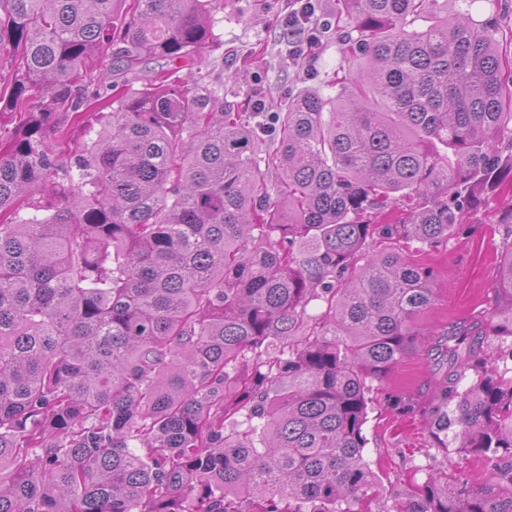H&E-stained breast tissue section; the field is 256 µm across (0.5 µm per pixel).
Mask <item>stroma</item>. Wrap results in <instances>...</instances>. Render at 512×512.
<instances>
[{
  "label": "stroma",
  "instance_id": "stroma-1",
  "mask_svg": "<svg viewBox=\"0 0 512 512\" xmlns=\"http://www.w3.org/2000/svg\"><path fill=\"white\" fill-rule=\"evenodd\" d=\"M318 4V15L329 29L308 58L293 60L282 28L288 0H224L223 11L214 16L212 38L202 52L208 63V88L220 92L225 104L238 112L251 111L257 100L266 111L276 112L304 91L336 96L340 78L359 66L358 61L344 58L355 33L337 23V0H318ZM439 8L444 15L467 11L474 20L491 23L501 33L512 32V0H439ZM480 198L447 246L417 255L419 263L437 274L439 300L428 315L431 324L446 326L463 317L485 319L500 301L497 269L506 227L498 219L512 207V184L481 191ZM429 370L424 351L416 350L397 365L385 387L423 398ZM365 432V453L374 472L366 512H391L393 495L402 490L413 466L425 469L446 462L466 468L477 478L485 474L477 457L437 454L430 447L422 418L395 416L385 408L381 393L373 395Z\"/></svg>",
  "mask_w": 512,
  "mask_h": 512
}]
</instances>
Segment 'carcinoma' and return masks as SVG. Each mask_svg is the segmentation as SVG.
Returning a JSON list of instances; mask_svg holds the SVG:
<instances>
[{"label":"carcinoma","mask_w":512,"mask_h":512,"mask_svg":"<svg viewBox=\"0 0 512 512\" xmlns=\"http://www.w3.org/2000/svg\"><path fill=\"white\" fill-rule=\"evenodd\" d=\"M437 4L341 0L365 71L246 117L180 75L224 0H0V512H357L370 394L423 341L427 402L384 403L486 477L393 512H512V228L487 320L425 329L404 251L512 179L498 30L414 27Z\"/></svg>","instance_id":"1"}]
</instances>
